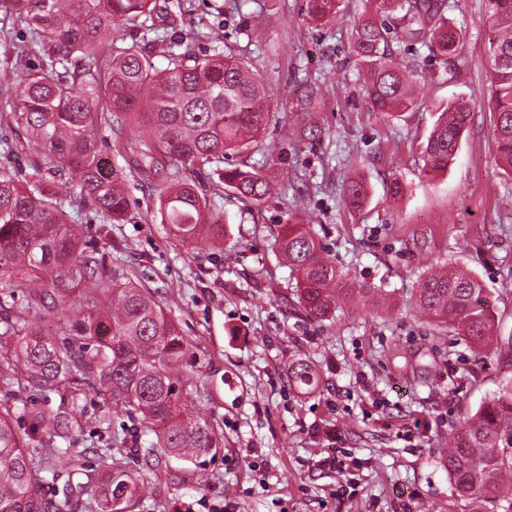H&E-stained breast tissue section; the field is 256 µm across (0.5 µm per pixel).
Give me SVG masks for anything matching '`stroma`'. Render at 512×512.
I'll list each match as a JSON object with an SVG mask.
<instances>
[{"label": "stroma", "instance_id": "35a3bbf8", "mask_svg": "<svg viewBox=\"0 0 512 512\" xmlns=\"http://www.w3.org/2000/svg\"><path fill=\"white\" fill-rule=\"evenodd\" d=\"M461 27L454 58L421 44L396 59L418 71L419 107L389 120L370 111L364 75L350 47L362 0H340L336 19L311 21L308 0H184L156 22L169 37L210 51L205 34L260 69L276 119L225 167L261 164L275 190L265 203L215 188L197 173L224 226L220 248L206 237L181 243L156 213L165 177L128 178V220L112 227V261L153 293L190 343L183 369L221 445L187 461L148 459L151 435L114 409L111 432L97 428L101 399L88 393L73 434L77 472L96 469L110 433L124 436L128 470L153 489L134 512H506L507 502L459 499L439 450L454 422L512 385V178L497 166L486 62L494 36L487 0H443ZM320 89L309 112L298 105ZM13 93L0 89V169L24 178L36 157L5 117ZM475 104L447 172L425 168L423 151L451 100ZM366 183L354 209L346 189ZM399 196H391L392 183ZM311 225L325 252L354 281L381 287L387 306L353 304L333 318H308L280 250L283 224ZM452 261L485 288L493 346L473 350L436 330L414 308L416 282ZM300 358L318 384L288 380ZM344 462L331 465V458Z\"/></svg>", "mask_w": 512, "mask_h": 512}]
</instances>
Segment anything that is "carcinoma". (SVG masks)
Returning <instances> with one entry per match:
<instances>
[{
	"label": "carcinoma",
	"mask_w": 512,
	"mask_h": 512,
	"mask_svg": "<svg viewBox=\"0 0 512 512\" xmlns=\"http://www.w3.org/2000/svg\"><path fill=\"white\" fill-rule=\"evenodd\" d=\"M374 2L378 14H399L397 42H419L446 57L456 53L461 33L444 18L440 0ZM0 5L31 33L32 48L17 51L14 64L0 73V85L16 88L9 119L40 148L25 183L0 170V384L60 397L55 409L0 405V512H74L69 496L47 501L37 487L72 475L70 449L61 444L80 427L90 388L155 435L143 448L147 457L159 448L198 457L220 441L186 388L181 359L187 342L174 319L126 270L83 240L78 225L61 220L64 204L77 196L105 223L125 220L121 178L105 173L99 147L112 113L123 112L132 123L128 136L115 140L116 154H133L143 177L163 171L172 180L159 196L160 223L181 242L202 234L218 242L224 227L208 223L207 199L185 173L208 166L241 196L265 202L274 189L266 176L222 164L227 153L246 148L265 130L270 94L260 71L224 53L219 37L212 38V53L200 56L191 43L161 36L158 0ZM308 12L317 21L330 20L339 0H308ZM488 20L495 31L489 48L500 54L487 61L498 165L512 177V0H488ZM386 34V24L368 18L352 35V51L367 66L369 111L394 117L416 106L417 71L393 64ZM104 44L108 52L101 55ZM158 46L162 68L153 62ZM33 52L42 57L38 68L28 60ZM472 110L466 100L448 104L427 139L425 167L448 170ZM366 197L362 182L350 184V207H362ZM281 250L311 318L328 319L345 300L370 308L386 304V294L356 287L306 225H283ZM76 292L75 337L59 344L43 322L69 316ZM416 293L417 308L430 324L454 330L475 349L490 347L493 318L474 274L441 262L418 280ZM288 381L312 385V364L293 362ZM122 444L116 436L112 446L99 449L98 469L77 482L87 496L83 512H130L140 498L145 484L126 470L117 451ZM442 458L460 498L506 500L511 510L512 391L452 428Z\"/></svg>",
	"instance_id": "1"
}]
</instances>
